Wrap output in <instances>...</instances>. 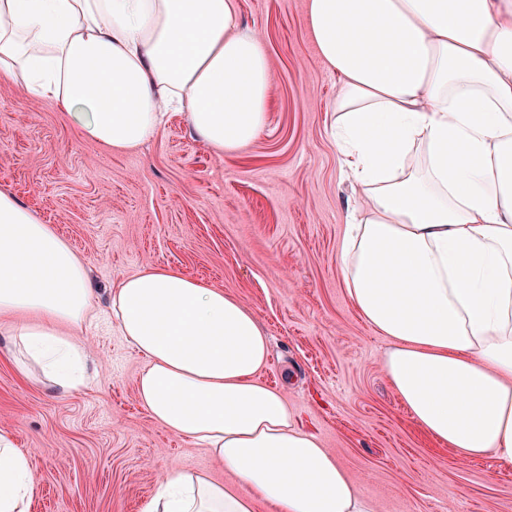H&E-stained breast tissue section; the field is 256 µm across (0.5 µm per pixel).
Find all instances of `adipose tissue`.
<instances>
[{
  "mask_svg": "<svg viewBox=\"0 0 512 512\" xmlns=\"http://www.w3.org/2000/svg\"><path fill=\"white\" fill-rule=\"evenodd\" d=\"M338 88L330 128L365 199L336 263L402 407L459 458L512 465V0H307ZM83 134L140 148L169 110L225 155L265 128L270 64L236 0H0V80ZM83 258L0 184V353L25 380L85 383L98 313ZM109 311L142 357L138 399L227 474L173 469L143 512H372L278 389L235 297L173 268L122 278ZM0 436V512H29Z\"/></svg>",
  "mask_w": 512,
  "mask_h": 512,
  "instance_id": "ef3b65f1",
  "label": "adipose tissue"
}]
</instances>
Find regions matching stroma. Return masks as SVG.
Instances as JSON below:
<instances>
[{
    "mask_svg": "<svg viewBox=\"0 0 512 512\" xmlns=\"http://www.w3.org/2000/svg\"><path fill=\"white\" fill-rule=\"evenodd\" d=\"M306 0H238L271 63L266 127L218 155L185 118L133 152L84 138L50 100L0 83V180L87 262L100 290L172 266L224 289L269 338L263 382L358 483L374 512H512V466L463 460L403 410L381 366L386 341L358 315L336 265L358 189L328 111L337 78L302 27ZM87 387L62 395L0 360V435L31 449L30 512H142L172 468L223 479L201 445L152 421L136 390L140 356L98 318ZM466 487L452 500L449 491Z\"/></svg>",
    "mask_w": 512,
    "mask_h": 512,
    "instance_id": "stroma-1",
    "label": "stroma"
}]
</instances>
